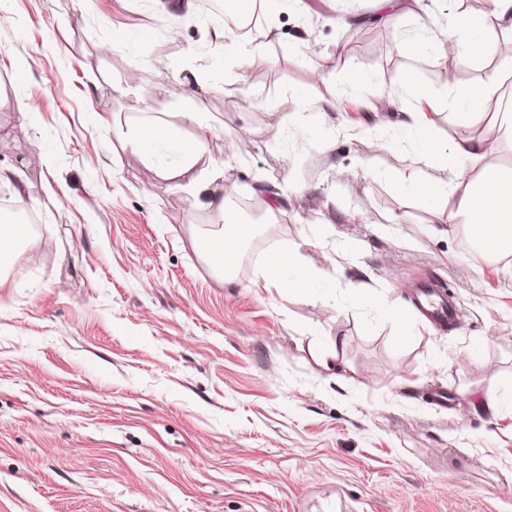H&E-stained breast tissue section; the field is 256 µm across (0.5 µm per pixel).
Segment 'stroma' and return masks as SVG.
Instances as JSON below:
<instances>
[{
	"mask_svg": "<svg viewBox=\"0 0 512 512\" xmlns=\"http://www.w3.org/2000/svg\"><path fill=\"white\" fill-rule=\"evenodd\" d=\"M426 4L357 0L390 38L354 50L336 0H279L235 55L188 0H0V163L24 187L0 202L39 219L0 268V512H512V259L468 256L462 216L398 186L418 151L405 76L442 147L478 137L453 97L498 76L512 35L445 70L428 42L466 0ZM187 111L262 227L223 278L194 247L218 216L127 143L151 118L193 136ZM281 249L307 288L285 269L255 287ZM426 279L451 324L416 309ZM336 335L321 368L310 347Z\"/></svg>",
	"mask_w": 512,
	"mask_h": 512,
	"instance_id": "obj_1",
	"label": "stroma"
}]
</instances>
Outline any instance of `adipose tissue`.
<instances>
[{
	"label": "adipose tissue",
	"instance_id": "adipose-tissue-1",
	"mask_svg": "<svg viewBox=\"0 0 512 512\" xmlns=\"http://www.w3.org/2000/svg\"><path fill=\"white\" fill-rule=\"evenodd\" d=\"M492 7L483 13L455 16L447 39L461 55L473 57L489 51L487 35L500 30L512 33V0H491ZM497 92L495 86L480 83L459 96L456 120L465 125L486 124L487 135L461 140L442 149L431 133L425 132L420 112L409 111V125L421 132L420 168L401 181L402 190L430 203H448L465 217L471 238L478 245H497L512 249V168H480L479 163L491 149L492 136L512 140V113H501L488 120L485 104ZM129 144L151 146L150 157L157 161L161 174L169 180L186 182L205 205L225 221L209 237L199 240L198 250L214 265L217 273L232 269L236 248L255 232L254 225L237 224L226 218L224 169L206 148L204 133L184 140L175 126L156 120L144 122L130 136Z\"/></svg>",
	"mask_w": 512,
	"mask_h": 512
}]
</instances>
